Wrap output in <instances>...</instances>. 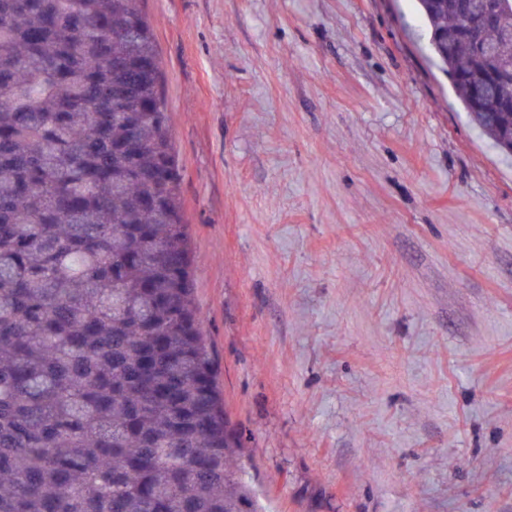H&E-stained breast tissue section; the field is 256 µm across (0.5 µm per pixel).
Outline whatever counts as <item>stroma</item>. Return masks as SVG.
<instances>
[{"mask_svg":"<svg viewBox=\"0 0 512 512\" xmlns=\"http://www.w3.org/2000/svg\"><path fill=\"white\" fill-rule=\"evenodd\" d=\"M194 299L267 512H512V164L416 0H143Z\"/></svg>","mask_w":512,"mask_h":512,"instance_id":"35a3bbf8","label":"stroma"}]
</instances>
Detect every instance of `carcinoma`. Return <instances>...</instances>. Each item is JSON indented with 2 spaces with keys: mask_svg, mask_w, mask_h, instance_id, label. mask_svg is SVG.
Instances as JSON below:
<instances>
[{
  "mask_svg": "<svg viewBox=\"0 0 512 512\" xmlns=\"http://www.w3.org/2000/svg\"><path fill=\"white\" fill-rule=\"evenodd\" d=\"M469 2L419 11L512 157V0ZM201 324L141 0H0V512H261Z\"/></svg>",
  "mask_w": 512,
  "mask_h": 512,
  "instance_id": "obj_1",
  "label": "carcinoma"
}]
</instances>
